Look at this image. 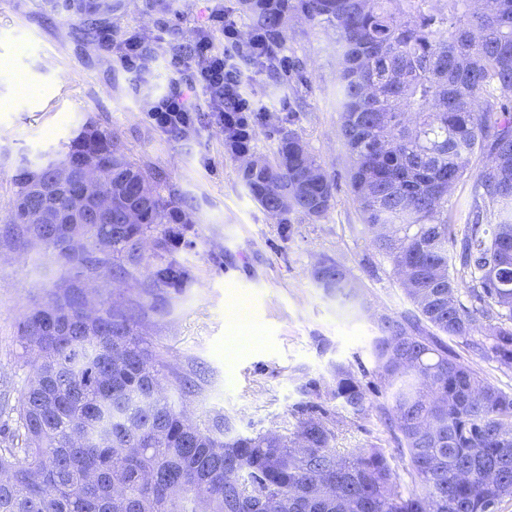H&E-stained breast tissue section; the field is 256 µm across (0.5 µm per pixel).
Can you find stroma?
<instances>
[{"label":"stroma","mask_w":512,"mask_h":512,"mask_svg":"<svg viewBox=\"0 0 512 512\" xmlns=\"http://www.w3.org/2000/svg\"><path fill=\"white\" fill-rule=\"evenodd\" d=\"M218 13L235 25L240 42L250 40L238 0H175L165 12L150 9L148 0H122L111 25L88 40L77 37V15L51 9L48 0H0V407L15 406L28 383L17 325L62 274L51 253L5 245L12 178L22 161L61 150L92 121L120 150L161 171L193 222L190 243L177 256L193 266L194 284L172 299L154 297L140 322L144 338L165 351L172 368L195 376L196 390L183 399L187 410L200 419L221 413L250 436L292 429L299 411L315 403L336 421L337 450L384 448L405 474L408 460L376 413L388 404L389 391L376 374L371 342L380 317L400 318L415 308L375 248L349 186L351 158L336 110L335 31L290 20L280 52L285 68L275 74L249 54L235 59L253 107L251 154L270 156L280 133H297L334 182L321 219L293 212L281 224L252 200L241 159L225 146L205 93L197 95V131L190 138H175L144 117V99L167 87L174 61L192 65L188 51L200 30L223 51L224 32L212 23ZM129 38L153 52L137 75L116 60L117 47ZM22 79L34 95L20 92ZM324 257L354 281L357 305L340 306L318 286L314 271ZM488 323L481 318L470 338L447 344L481 376L512 391V370L472 347ZM338 362L363 371L370 415L354 417L330 396L304 392L308 379L330 380Z\"/></svg>","instance_id":"obj_1"}]
</instances>
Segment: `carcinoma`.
<instances>
[{"instance_id": "cac0c4a2", "label": "carcinoma", "mask_w": 512, "mask_h": 512, "mask_svg": "<svg viewBox=\"0 0 512 512\" xmlns=\"http://www.w3.org/2000/svg\"><path fill=\"white\" fill-rule=\"evenodd\" d=\"M253 36L276 68L289 15L336 30L340 61V133L352 165L351 192L374 244L404 287L416 314L378 324L372 355L390 389L384 409L397 447L408 456L405 486L380 448L341 454L333 420L316 405L292 435L267 431L224 440L229 420H194L163 384L169 369L138 331L143 307L89 298L85 282L107 270L135 278L143 243L157 262L144 293L179 296L195 280L174 257L191 221L164 182L124 153L112 134L89 122L66 154H85L101 171L85 191L110 194L112 216L92 224H30V171L54 177L55 159L25 162L13 178L10 239L51 251L71 273L46 291L19 325L31 366L0 440V512H498L512 495V392L480 376L442 336L465 338L495 315L481 354L512 370V0H239ZM120 0H65L83 32L109 23ZM239 154L246 126L224 128ZM488 164L469 200L448 203L471 158ZM253 200L279 223L296 211L318 219L334 184L302 139L290 132L272 157L245 166ZM304 185L288 210L278 200ZM138 210L140 223H123ZM466 229L455 235L457 215ZM111 239L103 253L98 243ZM458 268L450 270L448 245ZM315 274L345 305L357 298L346 273L322 258ZM470 297L471 306L461 301ZM306 392L327 391L357 416L372 409L361 381L336 363L332 382L312 378ZM236 471L237 482L225 479Z\"/></svg>"}]
</instances>
